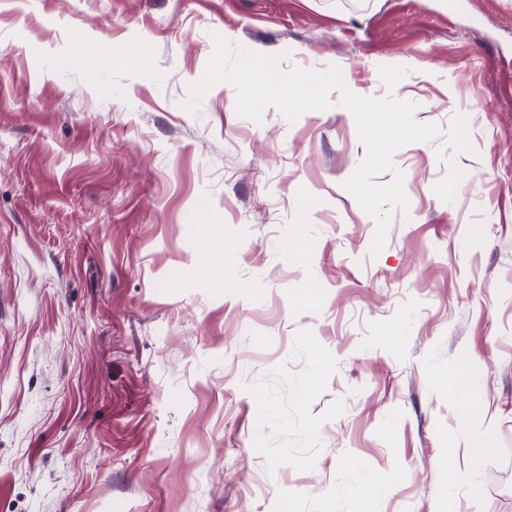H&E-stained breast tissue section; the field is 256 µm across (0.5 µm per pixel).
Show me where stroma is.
<instances>
[{
  "label": "stroma",
  "mask_w": 512,
  "mask_h": 512,
  "mask_svg": "<svg viewBox=\"0 0 512 512\" xmlns=\"http://www.w3.org/2000/svg\"><path fill=\"white\" fill-rule=\"evenodd\" d=\"M217 34L439 127L378 256L339 92L184 108ZM452 466L458 512H512V0H0V512H438ZM472 387V378L467 371H462L449 377L443 384L448 392V400L458 402L456 424L458 429L471 431L476 428L483 419V406L481 403L469 398Z\"/></svg>",
  "instance_id": "1"
}]
</instances>
